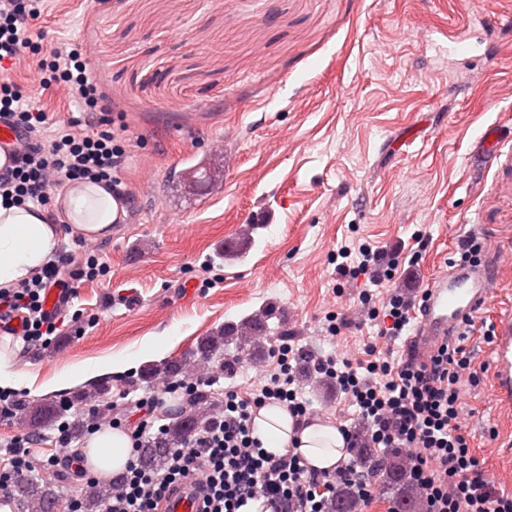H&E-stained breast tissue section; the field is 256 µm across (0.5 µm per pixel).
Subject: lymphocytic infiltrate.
<instances>
[{
	"label": "lymphocytic infiltrate",
	"instance_id": "f902f5d3",
	"mask_svg": "<svg viewBox=\"0 0 512 512\" xmlns=\"http://www.w3.org/2000/svg\"><path fill=\"white\" fill-rule=\"evenodd\" d=\"M42 2L7 0L0 7V65L24 54L37 57L41 85L64 86L89 117L86 129L78 131L68 124L50 131L47 113L31 107L21 87L9 78L0 79V121L11 126L20 145L12 165L0 171V195L45 207L52 201V187L63 180L96 181L117 190L118 168L127 150L112 130V113L89 71L83 42L47 50L33 38L30 23L40 18ZM338 255L340 275H366L376 282L394 275V265H382L379 251L369 245H361L355 256L344 248ZM71 264L76 267L73 280L93 281L108 272L102 257L88 248L80 263L61 254L24 286L0 289V321L21 317L26 344H44L59 331L61 321L45 311L44 301L52 288L73 293V281L63 277ZM360 299L372 317L387 319L384 336L396 339L409 330L412 301L396 294L378 309L370 291H363ZM473 331V322H466L453 340L441 341L423 358L410 353L395 361L369 347L365 360L356 363L333 355L314 361L316 371L334 379L366 421L370 447L406 450L409 479L419 491L424 512H512V493L496 491L458 422L461 384L478 379L466 346ZM275 354L277 367L264 384L246 397L225 391L223 414L198 427L185 445L171 449L160 468L143 469L137 460L140 448L165 432L154 413L177 392L185 395L187 405H194L197 381L186 376L142 396L135 422L112 418V427L124 425L129 430L131 459L101 512H159L168 488L193 478L200 481L201 512H239L250 500L260 502V512H277L284 500L294 504V512H329V499L341 481L360 498L370 499L375 483L354 458L318 470L297 453L274 458L262 450L253 435V420L261 408L282 406L299 421L310 416L294 371L295 349L285 342ZM58 465L53 456L36 458L28 435L16 437L9 445L8 465L0 468V496L9 497L22 477L53 471Z\"/></svg>",
	"mask_w": 512,
	"mask_h": 512
}]
</instances>
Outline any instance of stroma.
Segmentation results:
<instances>
[{"instance_id": "1", "label": "stroma", "mask_w": 512, "mask_h": 512, "mask_svg": "<svg viewBox=\"0 0 512 512\" xmlns=\"http://www.w3.org/2000/svg\"><path fill=\"white\" fill-rule=\"evenodd\" d=\"M512 13V0H46L33 33L47 48L84 40L116 133L130 138L119 176L127 218L93 247L104 279L79 282L61 315L63 334L45 346L9 340L20 392L16 417L0 418V463L23 433L36 457L60 455L57 424L33 425L29 405L73 399L137 419L135 402L166 383L143 374L180 361L194 372L202 337L274 309L261 348L228 343L207 393L255 389L283 340L306 352L362 360L368 345L401 359L404 339L381 338V321L359 295H420L475 234L501 271L495 300L512 302V35L484 17ZM24 56L6 75L53 125L83 119L77 102L34 83ZM500 132L504 158L474 163L476 140ZM221 143L227 168L210 156ZM212 179L186 175L197 164ZM368 244L398 265L376 284L336 271L340 248ZM343 326L329 335V317ZM477 383L461 386L460 424L497 490L512 492V413L491 387L489 344L468 341ZM142 354L115 376L61 385L86 364ZM299 387L319 417L362 430L333 381L301 363Z\"/></svg>"}]
</instances>
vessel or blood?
<instances>
[{
    "mask_svg": "<svg viewBox=\"0 0 512 512\" xmlns=\"http://www.w3.org/2000/svg\"><path fill=\"white\" fill-rule=\"evenodd\" d=\"M496 269L483 262H458L440 272L426 287L407 348L425 349L432 342L458 331L465 320L475 319L489 302ZM492 364L495 390L504 405H512V309L497 312L494 320ZM194 485L174 489L164 502L165 512H200Z\"/></svg>",
    "mask_w": 512,
    "mask_h": 512,
    "instance_id": "obj_1",
    "label": "vessel or blood"
}]
</instances>
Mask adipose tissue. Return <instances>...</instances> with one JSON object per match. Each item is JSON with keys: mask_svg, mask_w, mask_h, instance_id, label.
Segmentation results:
<instances>
[{"mask_svg": "<svg viewBox=\"0 0 512 512\" xmlns=\"http://www.w3.org/2000/svg\"><path fill=\"white\" fill-rule=\"evenodd\" d=\"M55 216L34 205H13L0 199V288H11L37 275L57 253L63 227L90 240L112 233L123 207L103 185L65 182L55 191ZM254 434L264 451L279 457L296 449L310 466L327 470L346 451L340 430L331 421L300 425L278 405L262 408L254 419ZM131 440L120 429L92 436L86 456L101 469L118 473L129 460Z\"/></svg>", "mask_w": 512, "mask_h": 512, "instance_id": "ef3b65f1", "label": "adipose tissue"}]
</instances>
